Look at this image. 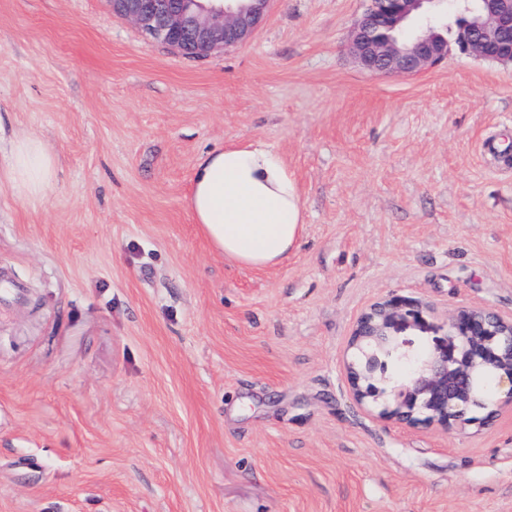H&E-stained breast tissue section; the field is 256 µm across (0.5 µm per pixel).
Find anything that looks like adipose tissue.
<instances>
[{
  "label": "adipose tissue",
  "mask_w": 512,
  "mask_h": 512,
  "mask_svg": "<svg viewBox=\"0 0 512 512\" xmlns=\"http://www.w3.org/2000/svg\"><path fill=\"white\" fill-rule=\"evenodd\" d=\"M13 187L31 201L49 186L55 158L34 137L8 153ZM185 207L225 258L256 269L277 265L296 248L305 220L298 184L282 156L260 140L232 143L197 162Z\"/></svg>",
  "instance_id": "adipose-tissue-1"
}]
</instances>
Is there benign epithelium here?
<instances>
[{"label":"benign epithelium","mask_w":512,"mask_h":512,"mask_svg":"<svg viewBox=\"0 0 512 512\" xmlns=\"http://www.w3.org/2000/svg\"><path fill=\"white\" fill-rule=\"evenodd\" d=\"M271 0H110L112 12L147 37L194 58L248 42L265 21ZM441 0H368L350 41L357 62L373 73L414 75L448 57V40L427 24L407 42L392 31L433 11ZM465 22L457 50L512 63V0H482ZM407 331L429 334L427 351L413 356ZM346 376L354 400L380 407L379 417L406 425L462 427L475 410L512 406V317L489 308H461L436 324L420 302L392 295L358 318Z\"/></svg>","instance_id":"benign-epithelium-1"}]
</instances>
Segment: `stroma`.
Here are the masks:
<instances>
[{
  "label": "stroma",
  "instance_id": "35a3bbf8",
  "mask_svg": "<svg viewBox=\"0 0 512 512\" xmlns=\"http://www.w3.org/2000/svg\"><path fill=\"white\" fill-rule=\"evenodd\" d=\"M364 0H274L194 59L108 0H0V512H512V410L445 431L358 406L348 342L404 295L512 316V65L376 75ZM57 166L35 202L7 153ZM259 139L302 193L282 264L184 204ZM8 167L13 187L22 197L36 201L52 180L55 158L38 138L22 137L11 144Z\"/></svg>",
  "mask_w": 512,
  "mask_h": 512
}]
</instances>
